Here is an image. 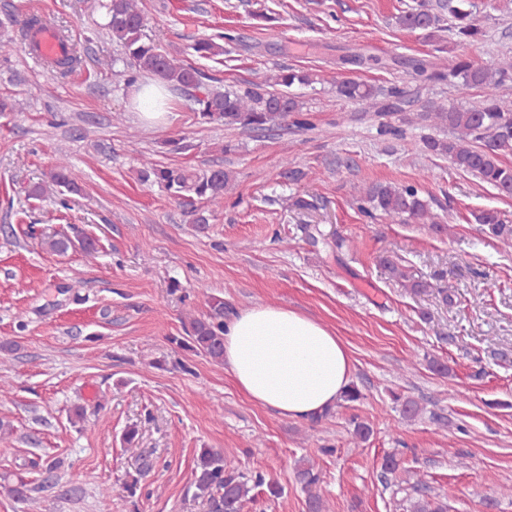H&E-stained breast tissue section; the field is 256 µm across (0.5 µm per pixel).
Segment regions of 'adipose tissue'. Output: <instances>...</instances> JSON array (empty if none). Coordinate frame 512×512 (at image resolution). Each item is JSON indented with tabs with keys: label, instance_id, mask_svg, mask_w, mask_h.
Returning a JSON list of instances; mask_svg holds the SVG:
<instances>
[{
	"label": "adipose tissue",
	"instance_id": "1",
	"mask_svg": "<svg viewBox=\"0 0 512 512\" xmlns=\"http://www.w3.org/2000/svg\"><path fill=\"white\" fill-rule=\"evenodd\" d=\"M224 363L250 400L296 419L334 407L352 374L348 348L333 329L273 305L225 321Z\"/></svg>",
	"mask_w": 512,
	"mask_h": 512
}]
</instances>
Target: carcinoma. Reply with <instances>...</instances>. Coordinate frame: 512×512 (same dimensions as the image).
I'll list each match as a JSON object with an SVG mask.
<instances>
[{
	"instance_id": "1",
	"label": "carcinoma",
	"mask_w": 512,
	"mask_h": 512,
	"mask_svg": "<svg viewBox=\"0 0 512 512\" xmlns=\"http://www.w3.org/2000/svg\"><path fill=\"white\" fill-rule=\"evenodd\" d=\"M105 29L112 41L121 47L123 59L129 67L127 84L137 82L138 76L146 73L164 84L184 92L196 89L200 93L192 96L193 111L200 121L217 123L227 129H243L250 132L278 128L287 122L304 129L308 121L303 115L302 103L288 92L294 85L309 86L317 81L316 75L293 68L280 69L276 73L257 72L254 80L245 89H202L201 72L180 58L182 50L163 53L150 41L145 29L147 18L138 5V0H107ZM455 20L454 29L461 41H470L482 34L478 19L474 15L470 0H437L434 5H421L404 11L395 17L396 25L408 31H425L432 37L440 31L443 13ZM190 49L195 56L210 59L224 52L223 46L213 37L196 40ZM414 74L426 79H441L449 76L464 90L478 88L482 93L479 104L470 107L455 104L432 103L420 112H411L406 117L409 124H421L436 131V134L421 139V150L446 159L458 170L471 174L482 183L496 189L499 194L512 196V166L503 162V157L512 155V108L505 104L499 94L506 82L512 81V59L496 67L476 65L466 58L459 59L453 67L444 62L417 61L412 64ZM336 93L359 106L361 112L382 116L390 105L383 103L381 96L399 99L403 91L392 88L382 93L377 87L355 80L336 83ZM138 180L156 184L171 197L190 208L192 224L198 232L206 229L208 218L195 204L204 202L218 205L235 186L232 171L220 166L206 169H188L164 166L141 158L137 171ZM60 195L78 191L68 159L61 156L50 169L46 181L35 185L29 195L40 197L49 192ZM358 208L368 217L381 214L396 224H426L437 231H453L451 225L439 222L433 211V203L415 184L371 183L358 189ZM479 223L489 227L492 234L506 247L512 245V226L500 223L493 210H485L478 217ZM45 248L55 254L80 250L86 257L98 253L96 240L84 233L74 236L55 234L44 241ZM393 278L413 292H421L431 284L410 281L406 273L395 262H387ZM206 312L193 311L184 317L185 335L170 336L168 340L180 348H186L209 358L216 364L224 363V298L203 292ZM297 478L308 496L309 512H327L328 505L320 494L321 478L313 466L297 469ZM418 493L410 500L409 512H443L436 498L420 493L421 481L407 475L402 479ZM267 486L270 494L281 493L279 485L265 481L262 474H248L241 469L233 453L226 449L204 448L193 469V498L206 501L211 512H241L244 502L250 499L252 489ZM54 483L45 478L41 488L19 477L12 483L0 482V490L18 503L27 506L30 512H41L40 500L35 496L39 490L51 488Z\"/></svg>"
}]
</instances>
